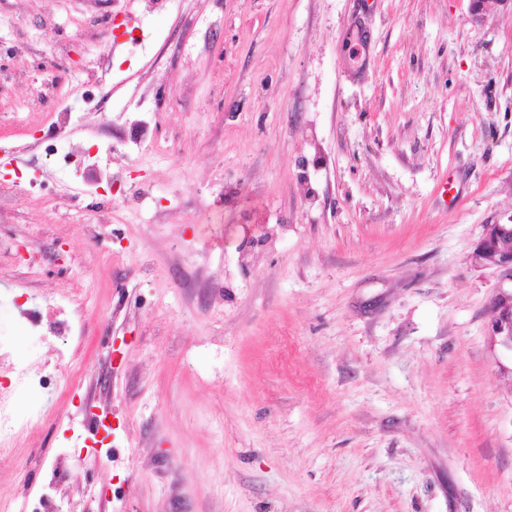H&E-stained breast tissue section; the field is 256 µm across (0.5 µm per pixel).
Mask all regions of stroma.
<instances>
[{
	"label": "stroma",
	"instance_id": "stroma-1",
	"mask_svg": "<svg viewBox=\"0 0 512 512\" xmlns=\"http://www.w3.org/2000/svg\"><path fill=\"white\" fill-rule=\"evenodd\" d=\"M62 135L97 164L60 170ZM17 182L0 333L51 360L12 326L49 296L92 328L74 401L44 394L0 456L18 499L52 476L63 512H512V355L489 338L512 279L473 261L512 224V15L0 0Z\"/></svg>",
	"mask_w": 512,
	"mask_h": 512
}]
</instances>
